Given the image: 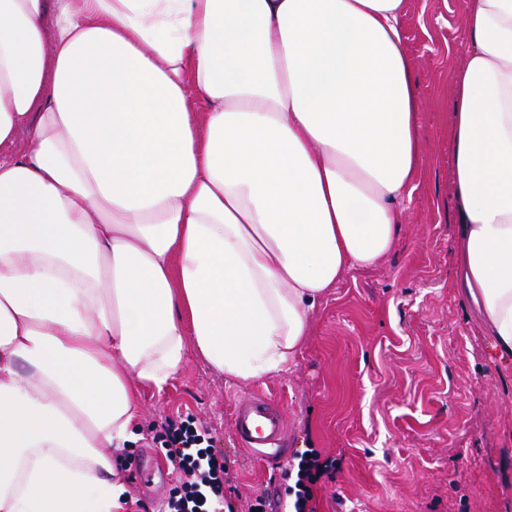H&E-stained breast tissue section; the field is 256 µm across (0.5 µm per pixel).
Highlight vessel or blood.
<instances>
[{"instance_id":"1","label":"vessel or blood","mask_w":512,"mask_h":512,"mask_svg":"<svg viewBox=\"0 0 512 512\" xmlns=\"http://www.w3.org/2000/svg\"><path fill=\"white\" fill-rule=\"evenodd\" d=\"M235 434L243 449L256 458H283L287 421L280 404L256 393L235 404L232 414Z\"/></svg>"}]
</instances>
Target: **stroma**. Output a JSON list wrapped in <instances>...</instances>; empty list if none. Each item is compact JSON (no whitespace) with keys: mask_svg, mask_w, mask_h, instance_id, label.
<instances>
[{"mask_svg":"<svg viewBox=\"0 0 512 512\" xmlns=\"http://www.w3.org/2000/svg\"><path fill=\"white\" fill-rule=\"evenodd\" d=\"M465 9L466 0H407L400 18L424 152L393 248L344 274L285 372L230 381L192 353L162 391H143L134 459L154 477L145 485L121 470L127 512H159L177 484L148 430L172 415L210 429L235 512L286 507L288 461L252 458L234 434L233 407L255 392L281 402L291 454L313 448L327 462L317 512H512V356L477 328L456 264L451 88Z\"/></svg>","mask_w":512,"mask_h":512,"instance_id":"obj_1","label":"stroma"}]
</instances>
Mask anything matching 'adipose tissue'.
I'll return each mask as SVG.
<instances>
[{"mask_svg": "<svg viewBox=\"0 0 512 512\" xmlns=\"http://www.w3.org/2000/svg\"><path fill=\"white\" fill-rule=\"evenodd\" d=\"M406 0H0V512H124L188 351L287 370L393 247L423 147ZM464 294L512 355V0H466Z\"/></svg>", "mask_w": 512, "mask_h": 512, "instance_id": "1", "label": "adipose tissue"}]
</instances>
